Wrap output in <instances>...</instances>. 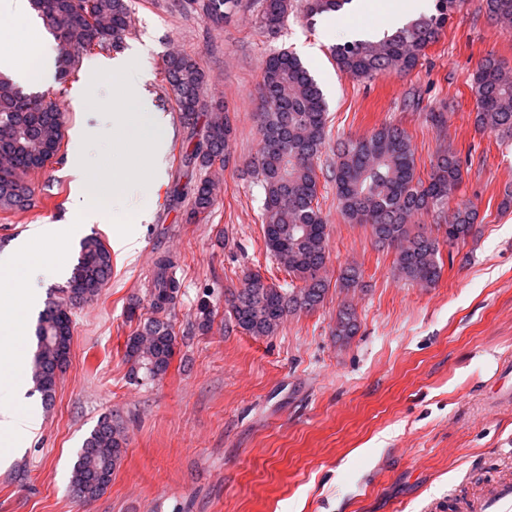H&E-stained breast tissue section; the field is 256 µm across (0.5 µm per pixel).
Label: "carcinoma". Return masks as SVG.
I'll return each instance as SVG.
<instances>
[{"label":"carcinoma","mask_w":512,"mask_h":512,"mask_svg":"<svg viewBox=\"0 0 512 512\" xmlns=\"http://www.w3.org/2000/svg\"><path fill=\"white\" fill-rule=\"evenodd\" d=\"M350 0H196L194 11L219 31L248 7L257 9L259 29L275 36L288 18L302 9L306 18L339 12ZM463 0H436V13L421 16L394 31L370 39L329 47L338 70L356 80L392 72L409 74L425 51L443 34L448 19ZM34 12L56 41V78L67 80L78 69L87 47H116L130 34L128 0H30ZM488 18L512 29V0H483ZM169 89L187 120L205 117L203 141L185 151L182 163L204 171L226 167V147L233 127L226 112H203L206 75L196 61L173 54L164 61ZM476 102L474 125L481 131L512 138V68L490 54L471 77ZM261 108L257 133L261 148L249 162L264 191L261 213L267 252L291 278L281 288L251 273L225 299L232 326L252 336L274 334L286 316L312 311L324 301L328 283L323 271L328 259L327 216L319 199L321 158L330 135V116L324 94L308 68L295 54L281 50L266 58L258 85ZM66 114L43 95L20 90L0 75V211L34 205L30 173L39 161L61 146ZM331 163L338 209L349 224H367L376 243L395 251V264L406 280L430 286L442 271L440 241L458 245L476 233L477 212L460 205L447 216L448 200L463 178L459 158L443 152L431 162L427 178L416 174L415 150L408 133L386 123L366 136L336 143ZM216 201L208 176L197 183L186 219L210 210ZM425 213L444 230L438 239L410 224ZM112 271V254L97 237L80 242L77 263L67 284L49 301L36 327L32 379L47 401L52 400L58 373L66 365L62 349L70 347L73 309L95 299ZM174 264L162 258L152 281L153 316L139 323L126 343L130 376L151 379L164 374L175 354L177 338L169 319L180 294ZM355 312L343 307L336 335L354 336ZM118 416L105 414L84 439L73 464L70 492L82 506L98 499L112 482L125 453Z\"/></svg>","instance_id":"1"}]
</instances>
